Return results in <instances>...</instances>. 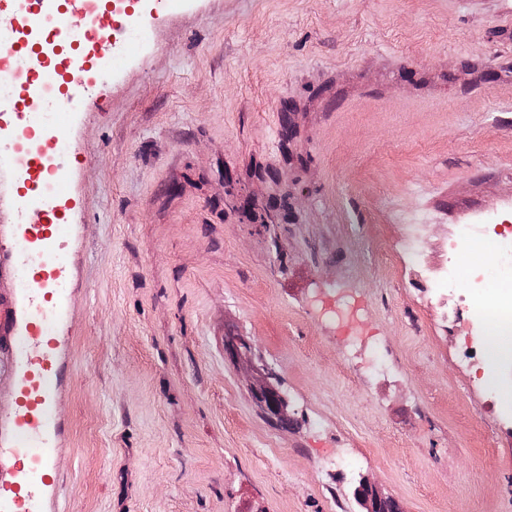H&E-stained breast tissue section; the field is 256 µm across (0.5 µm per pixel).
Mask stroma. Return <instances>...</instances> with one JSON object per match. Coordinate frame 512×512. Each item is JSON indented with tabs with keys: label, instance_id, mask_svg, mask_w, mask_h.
<instances>
[{
	"label": "stroma",
	"instance_id": "stroma-1",
	"mask_svg": "<svg viewBox=\"0 0 512 512\" xmlns=\"http://www.w3.org/2000/svg\"><path fill=\"white\" fill-rule=\"evenodd\" d=\"M143 40L53 129L61 512H363V476L512 512V362L471 358L499 272L434 285L460 225L475 260L512 225V0H154ZM268 378H272V374L268 371L264 375L253 376L255 381L253 399L264 415L277 420L284 417L287 402L281 392L267 381Z\"/></svg>",
	"mask_w": 512,
	"mask_h": 512
}]
</instances>
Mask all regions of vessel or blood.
<instances>
[{
	"instance_id": "1",
	"label": "vessel or blood",
	"mask_w": 512,
	"mask_h": 512,
	"mask_svg": "<svg viewBox=\"0 0 512 512\" xmlns=\"http://www.w3.org/2000/svg\"><path fill=\"white\" fill-rule=\"evenodd\" d=\"M19 230L28 237L21 252L0 251V279L14 284L0 294V370L14 389L11 410L0 412V512H46L57 500L51 465L66 439L57 406L71 380V292L60 278L65 256L51 248L61 225Z\"/></svg>"
}]
</instances>
